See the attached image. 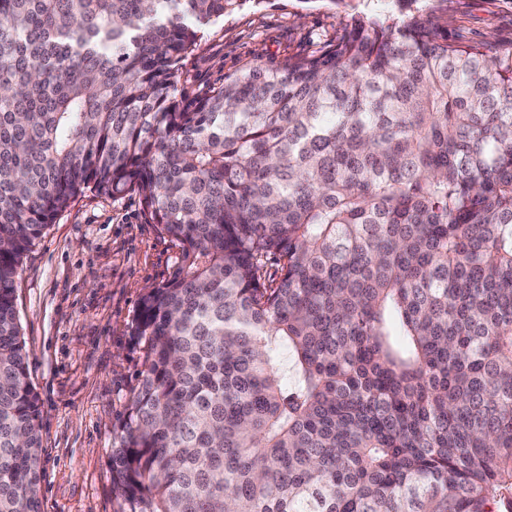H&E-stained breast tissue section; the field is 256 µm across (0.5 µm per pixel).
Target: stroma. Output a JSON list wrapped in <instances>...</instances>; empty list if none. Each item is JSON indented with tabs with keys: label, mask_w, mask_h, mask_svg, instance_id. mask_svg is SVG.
I'll return each mask as SVG.
<instances>
[{
	"label": "stroma",
	"mask_w": 512,
	"mask_h": 512,
	"mask_svg": "<svg viewBox=\"0 0 512 512\" xmlns=\"http://www.w3.org/2000/svg\"><path fill=\"white\" fill-rule=\"evenodd\" d=\"M459 44L512 42V0H432ZM337 0H246L207 28L181 63L175 95L191 105L244 65L282 67L331 44ZM178 249L146 223L139 197H76L25 259L16 304L29 377L43 410L41 512H117L114 427L142 369L131 325L141 296L173 272Z\"/></svg>",
	"instance_id": "stroma-1"
}]
</instances>
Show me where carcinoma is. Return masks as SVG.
<instances>
[{
    "label": "carcinoma",
    "instance_id": "obj_1",
    "mask_svg": "<svg viewBox=\"0 0 512 512\" xmlns=\"http://www.w3.org/2000/svg\"><path fill=\"white\" fill-rule=\"evenodd\" d=\"M243 0H0V512H40L27 254L90 190L179 249L142 295L118 512H512V43L420 0L175 96Z\"/></svg>",
    "mask_w": 512,
    "mask_h": 512
}]
</instances>
